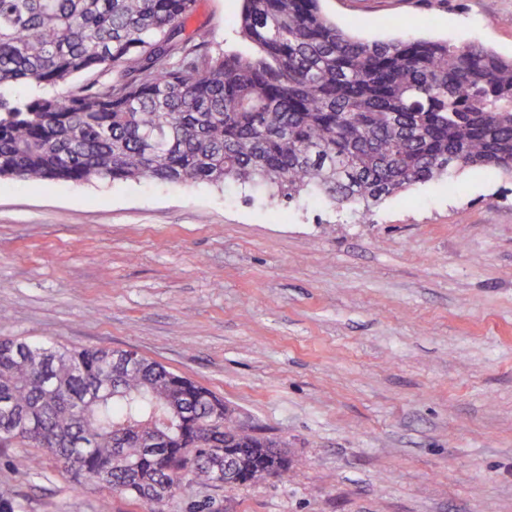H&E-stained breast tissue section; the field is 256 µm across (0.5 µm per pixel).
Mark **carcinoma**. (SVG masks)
<instances>
[{
	"label": "carcinoma",
	"instance_id": "cac0c4a2",
	"mask_svg": "<svg viewBox=\"0 0 512 512\" xmlns=\"http://www.w3.org/2000/svg\"><path fill=\"white\" fill-rule=\"evenodd\" d=\"M196 0H0V179L236 184L365 215L467 167L512 177V58L445 40L365 41L321 0H242L239 38L185 34ZM107 78L76 84L81 74ZM48 92L27 100L15 87ZM112 349L0 336V443L164 512L224 459L237 484L288 473L206 386ZM160 433L165 447L147 437ZM197 467L176 470L187 452Z\"/></svg>",
	"mask_w": 512,
	"mask_h": 512
}]
</instances>
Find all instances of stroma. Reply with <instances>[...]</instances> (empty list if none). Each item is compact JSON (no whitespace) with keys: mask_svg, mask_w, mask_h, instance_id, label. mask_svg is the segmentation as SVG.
I'll list each match as a JSON object with an SVG mask.
<instances>
[{"mask_svg":"<svg viewBox=\"0 0 512 512\" xmlns=\"http://www.w3.org/2000/svg\"><path fill=\"white\" fill-rule=\"evenodd\" d=\"M241 0L187 32L238 49ZM369 41L512 56V0H323ZM0 336L133 350L288 445L293 467L165 512H512V177L457 171L369 219L157 181L0 180ZM0 445V512H145Z\"/></svg>","mask_w":512,"mask_h":512,"instance_id":"1","label":"stroma"}]
</instances>
